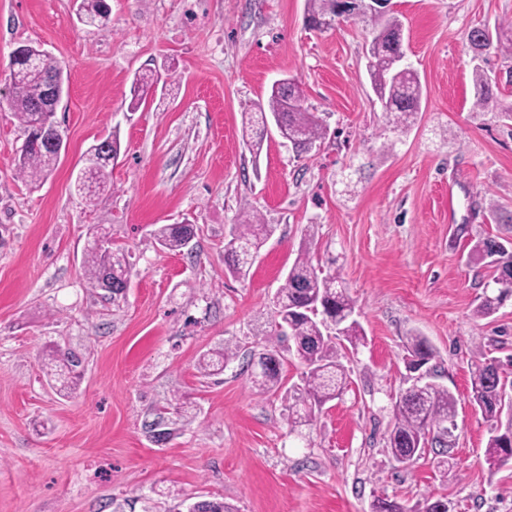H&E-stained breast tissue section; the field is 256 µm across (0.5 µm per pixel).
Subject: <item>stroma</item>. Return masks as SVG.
I'll return each instance as SVG.
<instances>
[{"instance_id": "stroma-1", "label": "stroma", "mask_w": 512, "mask_h": 512, "mask_svg": "<svg viewBox=\"0 0 512 512\" xmlns=\"http://www.w3.org/2000/svg\"><path fill=\"white\" fill-rule=\"evenodd\" d=\"M421 110L391 151L358 19L307 23L306 0H109L108 27L75 0H0V512H371L427 496L451 512H512V464L489 470V430L469 401L477 352L512 356V300L472 311L493 270L474 242H512V117L474 107L466 33L512 31V0H394ZM49 53L66 93L65 148L32 184L16 175L26 133L9 106L10 58ZM159 75L131 109L135 75ZM301 87L327 138L297 155L276 125L254 145L244 119L276 80ZM117 134L111 188L86 203L75 173ZM273 225L246 277L224 265L243 212ZM197 225L182 252L161 224ZM99 225L134 262L124 299L89 288L83 257ZM339 273L367 344L343 363L350 384L312 424L289 428L281 394L259 392L249 362L269 299L302 248ZM419 331L431 381L458 399L448 450L408 464L386 448L409 387L402 341ZM83 359L75 389L49 384L44 357ZM238 356L216 377L203 353Z\"/></svg>"}]
</instances>
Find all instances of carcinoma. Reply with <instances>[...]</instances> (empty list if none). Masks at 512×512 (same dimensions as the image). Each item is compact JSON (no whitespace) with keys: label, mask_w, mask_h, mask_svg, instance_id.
Wrapping results in <instances>:
<instances>
[{"label":"carcinoma","mask_w":512,"mask_h":512,"mask_svg":"<svg viewBox=\"0 0 512 512\" xmlns=\"http://www.w3.org/2000/svg\"><path fill=\"white\" fill-rule=\"evenodd\" d=\"M334 0H307L309 20L333 19ZM82 10L93 25H105L110 21L111 9L106 0H82ZM372 31L384 29L395 35L403 29L401 20L393 13L385 16L365 15ZM368 51L376 52L378 62L370 71L374 90L387 95L393 107L387 110L389 124L397 131L405 127L409 117L421 109L422 88L418 75L409 70L393 75L390 65L395 49L391 42L377 44L371 40ZM36 63L23 62L12 68L10 109L17 121L29 134H34L39 116L54 120L55 111L46 103L43 84L35 76ZM475 106L485 109L494 107L500 112L512 114V104H503L498 98V82L481 70L475 72ZM259 112L252 116L256 126L255 136L263 139L267 115L278 117V129L283 138L299 152L309 151L315 142L327 135L324 120L304 107V95L299 85L285 88L272 87L267 103L256 104ZM58 157L49 148L27 140L22 148L18 173L35 183L55 166ZM112 167L106 161L95 162L88 167L86 179L78 194L92 202L109 187ZM272 226L260 223L253 216L231 231V239L224 245V263L239 277H245L262 246L263 238L270 235ZM197 235L194 224H162L154 230L158 244L168 251H180ZM495 260L489 265L495 268L493 282L499 275L512 271V252L501 247L495 251ZM133 264L125 250L118 246L103 249L93 245L85 257V273L88 284L95 289L112 279V295L116 299L125 295L130 284ZM512 297L511 287H497L496 292L484 294L473 315L485 319L496 313L502 303ZM277 318L270 329L260 331L269 342L293 341L295 354L306 366L302 387L291 396L288 405V425L296 427L310 422L314 410L338 398L346 389L347 374L341 358L348 349H357L365 341L359 322L353 319L356 309L354 300L340 277L335 273L322 274L313 264L308 249L304 248L288 271L284 283L273 297ZM406 357L412 363L428 364L435 351L426 337L411 332L405 337ZM236 357V351L226 346L203 358L202 367L209 375L224 372V368ZM262 358H275L277 364L254 374L253 383L266 391H277L281 383L284 358L277 347H266ZM81 358L68 348L55 345L49 351L48 374L60 383V388L70 390L73 381L81 376ZM470 401L476 405L489 424L490 437L485 448V461L489 469L498 468L512 461V357L503 364L491 357L474 364L471 372ZM457 398L446 388L433 382L412 386L394 407V421L387 439V449L398 462L405 463L421 457L427 446L436 445L440 451L437 467L448 468L449 445L447 437L455 428Z\"/></svg>","instance_id":"obj_1"}]
</instances>
